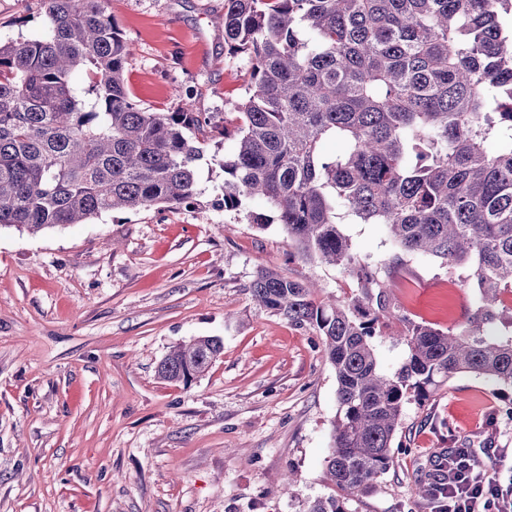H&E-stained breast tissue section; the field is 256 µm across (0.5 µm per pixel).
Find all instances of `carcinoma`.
<instances>
[{"label": "carcinoma", "instance_id": "carcinoma-1", "mask_svg": "<svg viewBox=\"0 0 512 512\" xmlns=\"http://www.w3.org/2000/svg\"><path fill=\"white\" fill-rule=\"evenodd\" d=\"M111 0H40L45 33L0 42V227L37 234L107 211L190 205L203 145L232 141L219 205L253 198L298 255L363 282L349 300L260 270L251 300L316 332L336 372L338 415L325 477L339 495L305 512H346L394 459L404 407L460 373L512 388V333L493 334L512 292V0H224V50L249 79L218 124L181 100L151 112L129 95L133 50ZM82 69L87 83L71 84ZM346 143L325 155L323 140ZM342 224H381L397 254L471 269L479 301L460 332L410 325L401 366L373 338L396 317L384 281ZM218 337L178 344L158 367L191 384Z\"/></svg>", "mask_w": 512, "mask_h": 512}]
</instances>
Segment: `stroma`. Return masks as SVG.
<instances>
[{
	"label": "stroma",
	"instance_id": "35a3bbf8",
	"mask_svg": "<svg viewBox=\"0 0 512 512\" xmlns=\"http://www.w3.org/2000/svg\"><path fill=\"white\" fill-rule=\"evenodd\" d=\"M134 54L126 87L153 112L182 91L223 121L248 79L224 50V0H112ZM43 30L39 0H0V40ZM223 148L204 147L195 203L109 211L31 235L0 229V512H303L332 492L324 458L338 411L321 340L256 306L262 268L317 282L322 297L358 295L341 267L305 261L280 225L213 208ZM353 250L383 269L395 248L379 224H346ZM397 313L376 337L381 365L404 356L405 324L454 331L478 291L464 268L414 257L386 277ZM216 336L223 351L190 385L157 366L176 344ZM506 396L459 374L404 408L394 463L347 512H431L414 482L452 448H512ZM294 475L285 485L286 475Z\"/></svg>",
	"mask_w": 512,
	"mask_h": 512
}]
</instances>
